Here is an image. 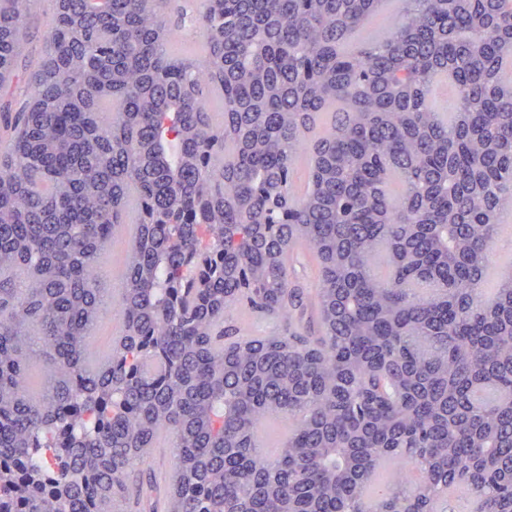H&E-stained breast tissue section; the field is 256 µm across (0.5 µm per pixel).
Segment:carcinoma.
Wrapping results in <instances>:
<instances>
[{
    "mask_svg": "<svg viewBox=\"0 0 512 512\" xmlns=\"http://www.w3.org/2000/svg\"><path fill=\"white\" fill-rule=\"evenodd\" d=\"M383 2L206 0L196 55L177 0H0V512H114L163 438V512H434L450 487L512 512V277L485 288L512 0H412L361 35Z\"/></svg>",
    "mask_w": 512,
    "mask_h": 512,
    "instance_id": "cac0c4a2",
    "label": "carcinoma"
}]
</instances>
